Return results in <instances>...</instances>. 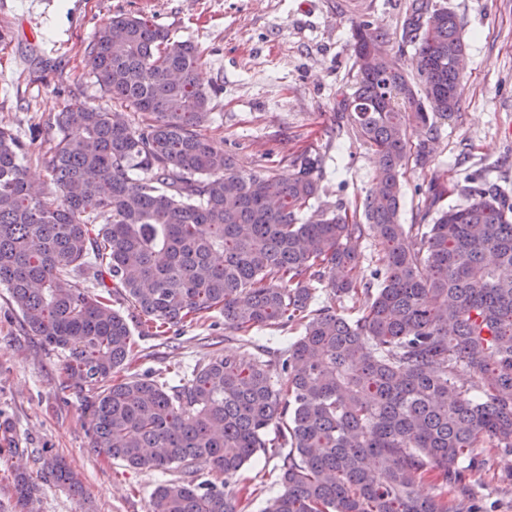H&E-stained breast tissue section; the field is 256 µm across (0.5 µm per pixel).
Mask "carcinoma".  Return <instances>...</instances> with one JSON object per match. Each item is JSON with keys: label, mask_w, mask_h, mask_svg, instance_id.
Segmentation results:
<instances>
[{"label": "carcinoma", "mask_w": 512, "mask_h": 512, "mask_svg": "<svg viewBox=\"0 0 512 512\" xmlns=\"http://www.w3.org/2000/svg\"><path fill=\"white\" fill-rule=\"evenodd\" d=\"M461 29L448 9L411 0L401 34L417 49L410 75L363 67L361 57L389 53L390 37L352 21L354 91L337 113L376 154L377 182L362 208L317 219L303 214L321 191L319 158L296 155L286 181L239 173L202 133L217 91L196 81L198 48L140 18L103 23L87 56L101 89L143 124L65 106L42 158L51 193L32 190L22 142L0 128V287L26 330L67 359V378L94 390L92 448L187 475L159 484L148 512H238L231 492L197 481V464L231 477L265 448L289 452L264 512H484L470 493L483 466L473 449L492 439L512 453V198L472 178L467 202L445 208L448 189L435 185L424 213L433 223L400 222L401 178L432 158L430 116L459 110ZM413 123L427 139L411 142ZM364 237L379 247V285L362 316L311 308L319 288L342 298L371 288L353 278ZM116 295L144 317V336L214 312L233 332L297 324L303 333L251 361L226 353L189 374L118 380L134 340ZM461 363L476 378L469 389L455 378ZM42 470L80 491L63 459ZM423 482L450 487L454 505L420 494ZM38 490L16 474L19 512Z\"/></svg>", "instance_id": "1"}]
</instances>
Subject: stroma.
<instances>
[{
    "instance_id": "stroma-1",
    "label": "stroma",
    "mask_w": 512,
    "mask_h": 512,
    "mask_svg": "<svg viewBox=\"0 0 512 512\" xmlns=\"http://www.w3.org/2000/svg\"><path fill=\"white\" fill-rule=\"evenodd\" d=\"M463 24L465 88L458 112L434 117L438 138L428 167L402 180L403 224L420 223L430 182L448 188L446 204L464 203L460 187L478 174L512 192V0H437ZM409 0H0V127L24 144L28 178L42 190L50 179L39 156L53 143L54 118L68 103L107 109L129 124L134 109L112 101L88 66L87 46L119 13L141 16L174 39L199 48L198 80L222 86L206 136L245 174L290 177L301 151L320 156L316 208L354 204L376 182V160L351 126H338L336 100L353 84L351 22L364 18L388 32L389 49L406 70L415 51L400 39ZM214 326H178L163 337L139 336L121 377L208 363L226 352L244 359L267 338L293 342L300 327L251 341ZM64 361L27 332L7 289L0 288V424L13 429L0 449V512H16L14 474L37 475L44 459L61 457L79 474L82 495L44 484L33 512H147L161 481L155 469H132L93 451L83 392L62 388ZM483 468L472 489L487 512H512V459L492 444L477 448ZM281 455H257L226 478L199 464L203 480L225 482L240 512H261L279 489Z\"/></svg>"
}]
</instances>
